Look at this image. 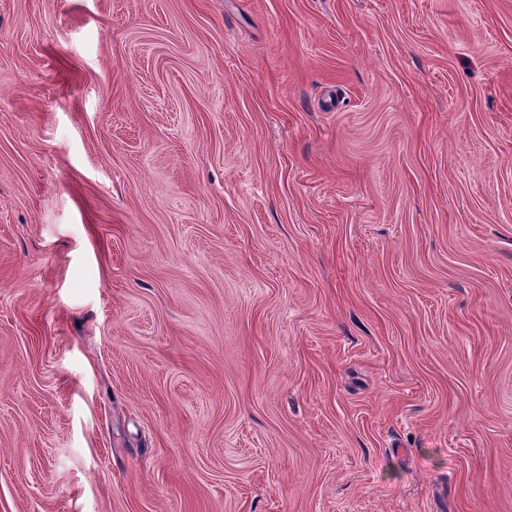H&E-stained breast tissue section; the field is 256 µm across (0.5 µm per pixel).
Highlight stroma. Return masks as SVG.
<instances>
[{
  "label": "stroma",
  "instance_id": "obj_1",
  "mask_svg": "<svg viewBox=\"0 0 512 512\" xmlns=\"http://www.w3.org/2000/svg\"><path fill=\"white\" fill-rule=\"evenodd\" d=\"M0 512H512V0H0Z\"/></svg>",
  "mask_w": 512,
  "mask_h": 512
}]
</instances>
